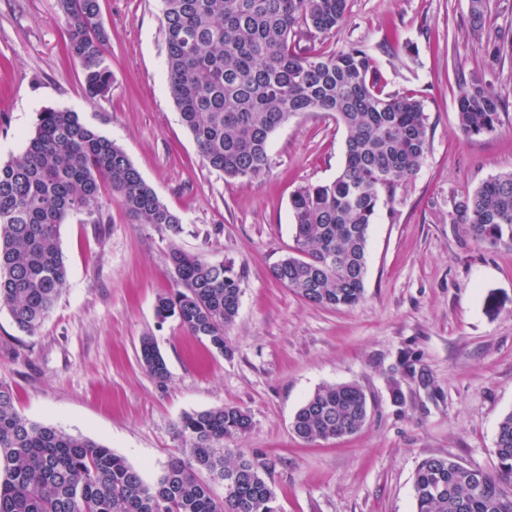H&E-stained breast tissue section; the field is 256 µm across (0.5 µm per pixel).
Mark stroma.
<instances>
[{"mask_svg": "<svg viewBox=\"0 0 512 512\" xmlns=\"http://www.w3.org/2000/svg\"><path fill=\"white\" fill-rule=\"evenodd\" d=\"M112 83L88 98L65 56L57 0H0V163L22 149L39 112L71 110L127 154L182 233L132 223L110 191L101 223L60 227L68 279L35 334L0 311V379L26 417L112 448L155 481L188 413L232 406L251 431L225 440L270 462L281 512H414L419 462L445 455L494 469L500 417L512 411V246L476 244L450 221L452 200L512 171V56L493 64L469 28V0H349L322 47L359 46L387 91L416 94L429 150L370 230L363 299L313 306L271 275L294 247L290 196L334 178L345 131L326 113L291 118L270 137L269 168L252 181L210 169L182 125L167 82L161 0H100ZM506 101L496 132L457 128L458 73ZM243 274L222 355L155 301L175 286L171 247ZM153 337L168 367L158 383L140 362ZM414 371L402 373L401 362ZM358 383L368 418L355 435L305 442L291 423L320 386ZM404 403L395 405L392 384Z\"/></svg>", "mask_w": 512, "mask_h": 512, "instance_id": "stroma-1", "label": "stroma"}]
</instances>
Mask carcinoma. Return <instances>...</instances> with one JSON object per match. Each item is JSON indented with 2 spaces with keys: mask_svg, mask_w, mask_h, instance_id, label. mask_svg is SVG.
<instances>
[{
  "mask_svg": "<svg viewBox=\"0 0 512 512\" xmlns=\"http://www.w3.org/2000/svg\"><path fill=\"white\" fill-rule=\"evenodd\" d=\"M66 52L86 94L111 84L108 33L100 0H57ZM168 87L182 123L208 166L252 181L268 166L270 135L297 115L327 112L346 133L344 160L326 183L291 197L295 254L273 268L274 279L314 305L352 307L365 290L368 237L380 207L417 173L429 149L423 102L385 91L371 56L359 47L329 53L317 45L343 21L348 0H162ZM468 23L491 26L486 0H470ZM493 61L512 53L500 31L481 44ZM502 99L484 80L459 77L458 129L465 138L494 132ZM108 187L136 224L170 236L182 230L124 151L79 113H39L23 152L0 164V310L29 334L52 311L67 281L60 226L73 215L99 222ZM450 223L472 240L512 245V172L453 199ZM177 289L159 297L155 315L175 318L220 353L238 313L242 273L231 260L209 262L170 252ZM144 369L162 382L166 362L154 339L140 343ZM368 415L356 383L318 388L296 411L292 429L304 442L354 435ZM250 416L237 407L188 413L175 425L179 454L152 483L121 455L93 441L21 415L10 383L0 380V512H279L269 466L235 456L224 439L242 437ZM497 465L468 468L430 456L415 474V512H512V411L496 432ZM223 477L224 497L212 480Z\"/></svg>",
  "mask_w": 512,
  "mask_h": 512,
  "instance_id": "1",
  "label": "carcinoma"
}]
</instances>
